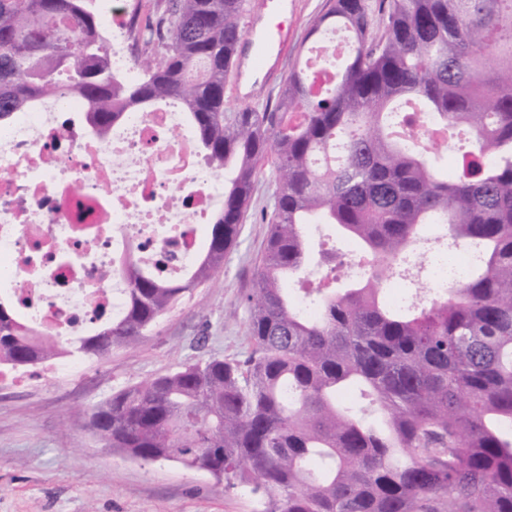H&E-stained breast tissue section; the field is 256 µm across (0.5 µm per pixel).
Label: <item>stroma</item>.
<instances>
[{"label": "stroma", "mask_w": 512, "mask_h": 512, "mask_svg": "<svg viewBox=\"0 0 512 512\" xmlns=\"http://www.w3.org/2000/svg\"><path fill=\"white\" fill-rule=\"evenodd\" d=\"M329 0H269L243 28L269 24V45L287 34L290 48L274 74L253 66L256 46L243 36L224 84V115L274 106L291 70L306 65L308 32ZM275 175L256 176L236 246L213 277L186 295L140 342L113 347L101 359L72 356L54 374L0 381V512H264L246 489H225L204 471L172 461L131 460L112 450L88 424L91 409L117 390L216 356L249 350L242 297L263 250ZM236 317H228V310Z\"/></svg>", "instance_id": "35a3bbf8"}]
</instances>
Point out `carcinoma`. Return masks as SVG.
<instances>
[{
	"instance_id": "carcinoma-1",
	"label": "carcinoma",
	"mask_w": 512,
	"mask_h": 512,
	"mask_svg": "<svg viewBox=\"0 0 512 512\" xmlns=\"http://www.w3.org/2000/svg\"><path fill=\"white\" fill-rule=\"evenodd\" d=\"M263 0H165L129 25L135 81L112 71L96 0H0V123L75 95L103 134L124 113L178 102L225 173L195 264L170 280L128 259L117 316L62 346L0 300V368L148 335L235 245L255 175L275 173L265 246L244 295L251 350L112 393L90 415L110 447L206 470L266 512H512V0H332L273 108L224 117L240 19ZM344 33L343 53L321 51ZM448 134L440 173L418 122ZM334 224L373 258L343 288L319 282L308 316L284 281L307 274L306 225ZM476 245L462 285L395 310L382 298L418 227Z\"/></svg>"
}]
</instances>
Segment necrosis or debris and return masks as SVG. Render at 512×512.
<instances>
[{"instance_id":"4bbe7bcc","label":"necrosis or debris","mask_w":512,"mask_h":512,"mask_svg":"<svg viewBox=\"0 0 512 512\" xmlns=\"http://www.w3.org/2000/svg\"><path fill=\"white\" fill-rule=\"evenodd\" d=\"M88 110L52 97L0 125V299L61 342L84 334L97 313L121 312L115 264L128 241L159 274L183 275L224 200L222 176L175 103L127 113L103 137ZM421 252V265L395 277L393 306L463 284L481 255L474 246Z\"/></svg>"}]
</instances>
